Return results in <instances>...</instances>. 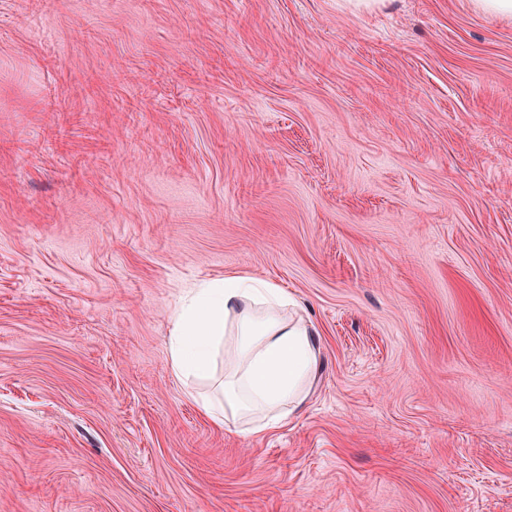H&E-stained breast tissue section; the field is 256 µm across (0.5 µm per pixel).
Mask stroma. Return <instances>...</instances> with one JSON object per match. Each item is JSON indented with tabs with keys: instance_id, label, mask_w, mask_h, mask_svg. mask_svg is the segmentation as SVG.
I'll return each mask as SVG.
<instances>
[{
	"instance_id": "35a3bbf8",
	"label": "stroma",
	"mask_w": 512,
	"mask_h": 512,
	"mask_svg": "<svg viewBox=\"0 0 512 512\" xmlns=\"http://www.w3.org/2000/svg\"><path fill=\"white\" fill-rule=\"evenodd\" d=\"M230 273L318 334L263 436L170 367ZM0 512H512V19L0 0Z\"/></svg>"
}]
</instances>
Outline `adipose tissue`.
Returning <instances> with one entry per match:
<instances>
[{
  "instance_id": "1",
  "label": "adipose tissue",
  "mask_w": 512,
  "mask_h": 512,
  "mask_svg": "<svg viewBox=\"0 0 512 512\" xmlns=\"http://www.w3.org/2000/svg\"><path fill=\"white\" fill-rule=\"evenodd\" d=\"M316 331L284 288L230 275L187 289L173 314L169 358L184 384L214 378L224 355V383L195 401L213 424L258 435L284 425L316 379Z\"/></svg>"
}]
</instances>
